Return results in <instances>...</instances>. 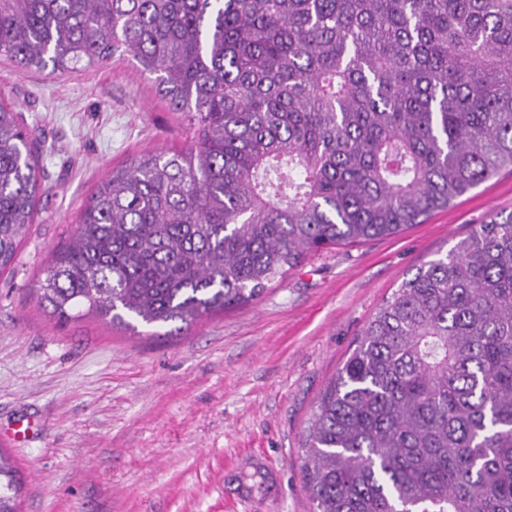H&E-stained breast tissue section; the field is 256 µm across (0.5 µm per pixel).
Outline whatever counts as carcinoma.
Wrapping results in <instances>:
<instances>
[{
  "label": "carcinoma",
  "instance_id": "carcinoma-1",
  "mask_svg": "<svg viewBox=\"0 0 512 512\" xmlns=\"http://www.w3.org/2000/svg\"><path fill=\"white\" fill-rule=\"evenodd\" d=\"M136 62L194 130L112 171L40 305L112 324L249 304L308 254L391 237L512 169V0H0V58ZM0 106V270L41 196ZM314 512H512V215L386 300L322 393ZM20 483L0 454V512Z\"/></svg>",
  "mask_w": 512,
  "mask_h": 512
}]
</instances>
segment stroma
I'll use <instances>...</instances> for the list:
<instances>
[{"mask_svg": "<svg viewBox=\"0 0 512 512\" xmlns=\"http://www.w3.org/2000/svg\"><path fill=\"white\" fill-rule=\"evenodd\" d=\"M0 101L40 156L42 194L0 272V435L21 512H313L301 471L317 401L368 321L425 262L512 214L505 170L401 234L310 254L251 303L190 327L55 322L38 302L55 246L111 172L193 133L132 61L71 72L0 59ZM265 476L247 491L241 476Z\"/></svg>", "mask_w": 512, "mask_h": 512, "instance_id": "stroma-1", "label": "stroma"}]
</instances>
